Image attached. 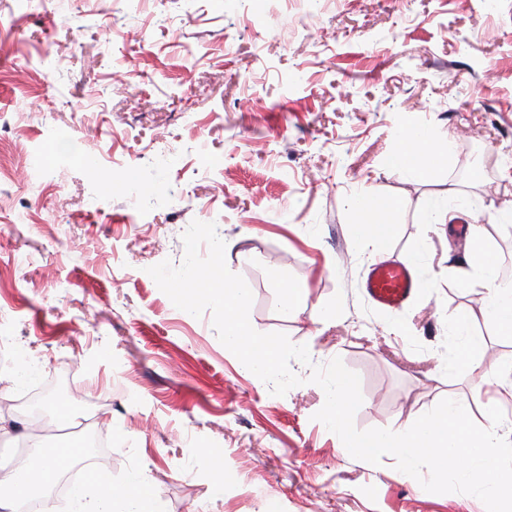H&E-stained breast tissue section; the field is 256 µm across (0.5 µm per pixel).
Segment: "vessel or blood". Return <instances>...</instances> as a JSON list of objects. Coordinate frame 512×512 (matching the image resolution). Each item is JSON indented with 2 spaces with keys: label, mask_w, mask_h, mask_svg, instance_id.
Here are the masks:
<instances>
[{
  "label": "vessel or blood",
  "mask_w": 512,
  "mask_h": 512,
  "mask_svg": "<svg viewBox=\"0 0 512 512\" xmlns=\"http://www.w3.org/2000/svg\"><path fill=\"white\" fill-rule=\"evenodd\" d=\"M364 287L370 300L380 308L397 310L412 297L416 281L408 262L379 261L371 266Z\"/></svg>",
  "instance_id": "vessel-or-blood-1"
}]
</instances>
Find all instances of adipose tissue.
I'll use <instances>...</instances> for the list:
<instances>
[{
	"instance_id": "adipose-tissue-1",
	"label": "adipose tissue",
	"mask_w": 512,
	"mask_h": 512,
	"mask_svg": "<svg viewBox=\"0 0 512 512\" xmlns=\"http://www.w3.org/2000/svg\"><path fill=\"white\" fill-rule=\"evenodd\" d=\"M397 138L398 147L387 160L388 167L397 172L424 178L448 161L449 142L431 146L427 129L406 126L399 130ZM399 206V200L394 198L373 202L366 192L351 199V224L360 249L382 252L391 233L390 218ZM465 261L474 275L473 286L485 291L481 317L511 336L512 280L501 279L483 225H472ZM73 455V448L68 446L48 454L39 443H31L23 467L0 473V512H16L18 503L51 485L60 475L62 459ZM72 499L73 512H147L144 481L116 488L107 474L98 471L88 474L73 491Z\"/></svg>"
}]
</instances>
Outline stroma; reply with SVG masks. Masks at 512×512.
<instances>
[{
	"label": "stroma",
	"instance_id": "35a3bbf8",
	"mask_svg": "<svg viewBox=\"0 0 512 512\" xmlns=\"http://www.w3.org/2000/svg\"><path fill=\"white\" fill-rule=\"evenodd\" d=\"M254 0H0V469L37 441L77 440L91 418L90 470L144 479L153 512H486L476 497L425 491L392 456L344 452L314 415L310 370L286 395L245 369L211 313L174 306L148 274L180 265L182 234L213 222L249 320L341 358L361 381L357 429L398 432L441 399L486 409L512 433V336L475 318L482 384L456 361L453 318L477 313L467 241L422 220L460 206L512 256L497 219L512 205V0H335L307 17ZM453 139L421 180L385 166L401 126ZM394 197L388 255L415 257L402 309L365 297L349 202ZM303 289L282 313L284 285ZM49 394L46 414L32 403Z\"/></svg>",
	"mask_w": 512,
	"mask_h": 512
}]
</instances>
